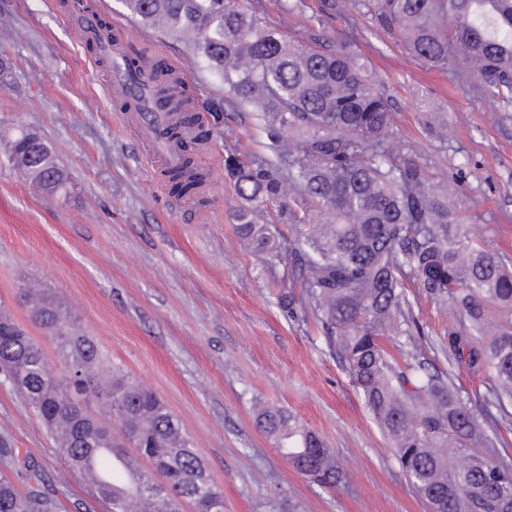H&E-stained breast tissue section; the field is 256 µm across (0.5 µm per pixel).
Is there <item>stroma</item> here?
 Masks as SVG:
<instances>
[{"label": "stroma", "mask_w": 512, "mask_h": 512, "mask_svg": "<svg viewBox=\"0 0 512 512\" xmlns=\"http://www.w3.org/2000/svg\"><path fill=\"white\" fill-rule=\"evenodd\" d=\"M125 45L180 69L196 103L224 89L193 65L185 47L142 28L119 0H96ZM332 36L354 42L393 103L387 138L405 160L424 165L435 189L454 188L465 224L512 257V111L492 112L448 72L413 62L391 38L348 10ZM0 143L20 128L38 131L66 170L68 196L51 198L22 180L0 152V304L43 348L53 371L66 364L32 321L22 293L55 294L80 319L107 362L156 392L224 489V512H428L325 341L315 318L297 322L278 304L293 292L286 260L254 253L233 230L240 200L225 177L224 149L265 151L256 114L227 112L196 154L207 175L201 207L172 195L148 130L127 121L98 62L57 0H0ZM449 124L452 136H430ZM406 336L447 343L462 315L409 288ZM262 401L293 414L332 449L345 483L326 490L298 474L255 425ZM0 436L20 460L54 479L63 463L39 418L0 375Z\"/></svg>", "instance_id": "35a3bbf8"}]
</instances>
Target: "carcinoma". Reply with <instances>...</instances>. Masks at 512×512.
I'll use <instances>...</instances> for the list:
<instances>
[{
	"mask_svg": "<svg viewBox=\"0 0 512 512\" xmlns=\"http://www.w3.org/2000/svg\"><path fill=\"white\" fill-rule=\"evenodd\" d=\"M143 27L182 42L224 85V105L261 113L270 154L229 151L224 170L243 201L236 234L254 251L288 256L300 298H280L288 316L311 308L327 346L361 395L411 489L429 512H512V458L498 451L496 426L456 383V367L490 372L497 404L512 402V326L484 340L489 308L512 306V272L503 255L463 224L459 203L431 185L428 169L402 159L384 134L389 96L352 42L325 33L338 9L355 10L372 30L399 40L426 68H450L492 112L512 105V0H321L311 24L288 35L249 0H120ZM130 73H149L153 101L172 114L159 135L181 158L165 169L170 191L203 206L206 174L196 150L209 122L189 107L180 80L162 61L132 59ZM39 135L22 128L6 142L9 161L49 196L67 193L68 175ZM278 205L295 227L278 238L257 212ZM430 300L463 311L469 326L448 335V367L428 356L431 342L408 336L403 361L386 332L408 322L406 278ZM34 318L55 337L69 375L56 376L40 345L0 307V373L24 396L64 459L81 477L88 449L107 440L149 462L154 476L132 498L90 487L106 512H224V489L203 476L201 456L168 406L151 390L105 363L101 349L50 294L26 292ZM93 394L112 403L120 443L83 406ZM256 426L273 438L292 467L334 488L344 480L333 452L295 416L257 409ZM26 482L20 491L17 482ZM41 470L20 464L0 438V512H58Z\"/></svg>",
	"mask_w": 512,
	"mask_h": 512,
	"instance_id": "carcinoma-1",
	"label": "carcinoma"
}]
</instances>
